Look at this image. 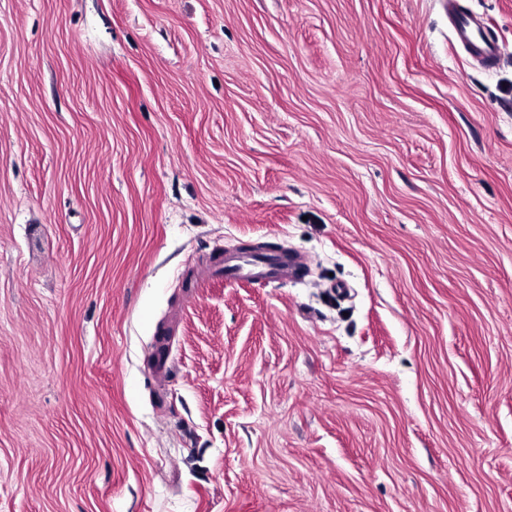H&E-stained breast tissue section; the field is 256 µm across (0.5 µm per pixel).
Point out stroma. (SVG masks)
I'll list each match as a JSON object with an SVG mask.
<instances>
[{
    "label": "stroma",
    "mask_w": 512,
    "mask_h": 512,
    "mask_svg": "<svg viewBox=\"0 0 512 512\" xmlns=\"http://www.w3.org/2000/svg\"><path fill=\"white\" fill-rule=\"evenodd\" d=\"M460 2L496 67L446 0H0V512H512V0ZM243 243L306 268L186 287ZM451 25L455 39L469 48L473 58H483L488 62L494 61L499 55V46L489 40L482 27L474 22L472 17L464 12H454Z\"/></svg>",
    "instance_id": "stroma-1"
}]
</instances>
